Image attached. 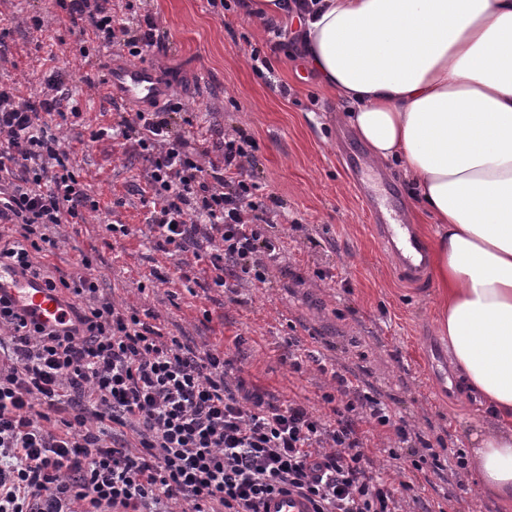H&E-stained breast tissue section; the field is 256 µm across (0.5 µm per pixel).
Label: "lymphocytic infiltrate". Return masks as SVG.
Instances as JSON below:
<instances>
[{
	"label": "lymphocytic infiltrate",
	"instance_id": "f902f5d3",
	"mask_svg": "<svg viewBox=\"0 0 512 512\" xmlns=\"http://www.w3.org/2000/svg\"><path fill=\"white\" fill-rule=\"evenodd\" d=\"M74 25L91 32L93 51L124 43L139 57L157 47L152 28L131 35L110 0H58ZM58 79L41 98L16 96L0 81V221L18 235L0 241V260L57 293L69 320L53 328L28 321L0 296V512H259L275 493H296L314 512H398L396 490L370 473L355 424L393 429L391 456L409 451L416 470L459 475L461 451L437 452L388 404L362 392L318 350L289 339V365L316 364L335 392L322 396L328 422L304 405L274 401L233 372L223 349L165 337L131 307L106 298L92 261L55 280L39 261L58 247L60 230L99 209L69 166L56 115ZM166 110L122 116L119 133L146 164V222L157 247L173 252L210 245L213 283L237 294L241 281L266 284L281 254L260 229L272 209L264 186L248 178L255 159L243 136H224L223 165L196 147Z\"/></svg>",
	"mask_w": 512,
	"mask_h": 512
}]
</instances>
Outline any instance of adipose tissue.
I'll use <instances>...</instances> for the list:
<instances>
[{
	"label": "adipose tissue",
	"instance_id": "adipose-tissue-1",
	"mask_svg": "<svg viewBox=\"0 0 512 512\" xmlns=\"http://www.w3.org/2000/svg\"><path fill=\"white\" fill-rule=\"evenodd\" d=\"M301 60L374 164L436 228L430 267L456 378L494 413L468 469L512 512V0H315Z\"/></svg>",
	"mask_w": 512,
	"mask_h": 512
}]
</instances>
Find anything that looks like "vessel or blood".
Returning <instances> with one entry per match:
<instances>
[{
    "instance_id": "b4317fda",
    "label": "vessel or blood",
    "mask_w": 512,
    "mask_h": 512,
    "mask_svg": "<svg viewBox=\"0 0 512 512\" xmlns=\"http://www.w3.org/2000/svg\"><path fill=\"white\" fill-rule=\"evenodd\" d=\"M105 91H119L128 102L149 103L159 98L164 88L156 71L146 65H129L107 69L103 76ZM371 220L399 267L412 276L420 275L427 262L421 240L410 225L391 223L384 211V196L370 191L365 196ZM8 295L16 308L29 319L55 325L62 317V306L56 295L41 285L23 277L9 266L0 264V294ZM312 506L305 498L294 493H280L267 498L262 512H311Z\"/></svg>"
}]
</instances>
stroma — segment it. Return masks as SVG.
<instances>
[{
	"mask_svg": "<svg viewBox=\"0 0 512 512\" xmlns=\"http://www.w3.org/2000/svg\"><path fill=\"white\" fill-rule=\"evenodd\" d=\"M237 2L213 8L207 0H112L116 17L132 9L150 17L162 50L138 59L116 45L87 59L78 54L80 34L57 0H0V81L27 99L42 93L44 77L62 71L61 94L82 113L67 130L71 166L100 202L94 221L79 225L44 258L45 275H72L79 252H86L115 304L137 308L164 335L224 349L250 385L331 417L321 399L331 389L329 378L288 368L286 340L296 336L359 376L433 446L467 450V429L495 419L458 386L439 384L428 368L449 358L431 275L407 280L376 238L364 198L350 181V160L336 150L340 102L314 81L294 49L270 52L264 23L240 13ZM33 15L43 18L42 27L30 23ZM255 51L266 64L252 61ZM138 61L151 65L167 94L182 103L194 120L192 137L214 163L223 160L215 146L219 133L252 141L253 176L288 215V224L273 217L262 227L279 246L284 267L272 271L266 287L242 285L238 301L213 285L209 260L185 253L184 277L173 259L146 242V167L132 142L110 133L129 106L84 82ZM380 171L396 209L427 239L431 219L413 204L399 169ZM109 224L130 225L133 233L113 237ZM358 432L368 456L398 486L400 512L437 504L445 512H501L475 484L427 478L409 458H390V431L365 419Z\"/></svg>",
	"mask_w": 512,
	"mask_h": 512,
	"instance_id": "1",
	"label": "stroma"
}]
</instances>
